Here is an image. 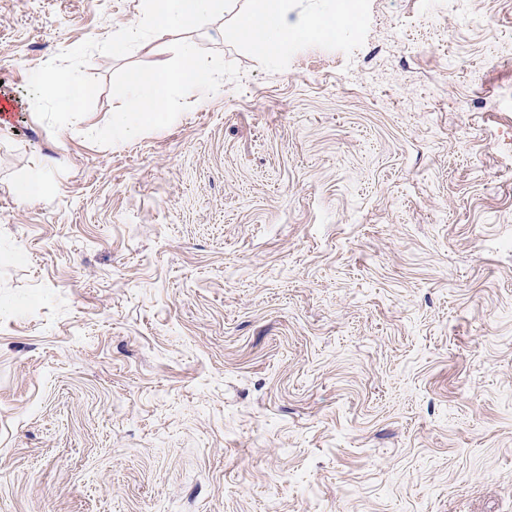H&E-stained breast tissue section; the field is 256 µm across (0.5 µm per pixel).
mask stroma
Masks as SVG:
<instances>
[{
  "label": "stroma",
  "mask_w": 512,
  "mask_h": 512,
  "mask_svg": "<svg viewBox=\"0 0 512 512\" xmlns=\"http://www.w3.org/2000/svg\"><path fill=\"white\" fill-rule=\"evenodd\" d=\"M141 2L0 0V512H512V0L277 63L230 6L115 49ZM134 95L123 110L115 112L112 134L132 138L142 128L155 124L169 112V89L172 86L204 91L212 87V72L190 45L182 51V62L173 70L133 72L128 77ZM39 91L54 98L64 107L75 112L80 102L87 96V87L76 77L61 81L54 74L45 73L39 84ZM45 180L40 170L31 172L13 189L14 194L22 200H35L42 196Z\"/></svg>",
  "instance_id": "35a3bbf8"
}]
</instances>
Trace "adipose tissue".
<instances>
[{"mask_svg":"<svg viewBox=\"0 0 512 512\" xmlns=\"http://www.w3.org/2000/svg\"><path fill=\"white\" fill-rule=\"evenodd\" d=\"M222 0H145L143 19L129 26L119 39L126 45L138 42L142 29L162 35L174 29L195 27L205 22ZM360 0H337L332 13L320 24H313L303 12L290 13L285 0H243L239 37L261 56L283 58L290 43L303 39L327 41L336 26L353 24L358 16ZM134 94L125 108L112 119V133L119 138L136 136L142 128L157 123L169 110L172 86L204 91L212 86V72L193 47L182 51L181 64L172 70L133 72L128 77Z\"/></svg>","mask_w":512,"mask_h":512,"instance_id":"1","label":"adipose tissue"}]
</instances>
